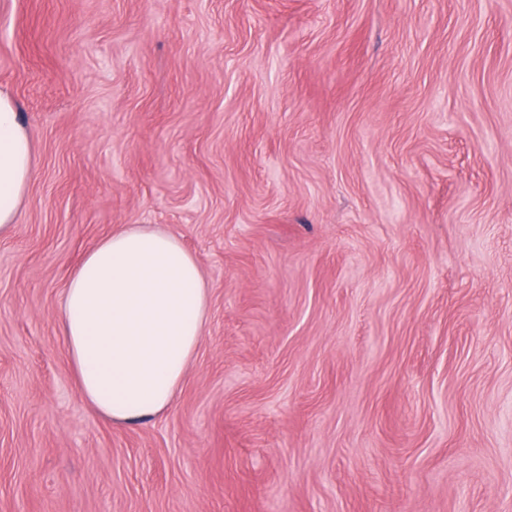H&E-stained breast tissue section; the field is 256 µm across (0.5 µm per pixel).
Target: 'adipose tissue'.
<instances>
[{
	"label": "adipose tissue",
	"mask_w": 512,
	"mask_h": 512,
	"mask_svg": "<svg viewBox=\"0 0 512 512\" xmlns=\"http://www.w3.org/2000/svg\"><path fill=\"white\" fill-rule=\"evenodd\" d=\"M34 174L30 134L0 90V236L13 230ZM209 293L197 258L166 231L128 224L93 245L56 314L83 401L117 425L169 410L202 340Z\"/></svg>",
	"instance_id": "obj_1"
}]
</instances>
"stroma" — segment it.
<instances>
[{"mask_svg": "<svg viewBox=\"0 0 512 512\" xmlns=\"http://www.w3.org/2000/svg\"><path fill=\"white\" fill-rule=\"evenodd\" d=\"M0 512H512V0H0ZM154 224L211 285L115 425L55 314ZM34 174L30 134L10 93L0 90V237L17 224L20 205Z\"/></svg>", "mask_w": 512, "mask_h": 512, "instance_id": "35a3bbf8", "label": "stroma"}]
</instances>
